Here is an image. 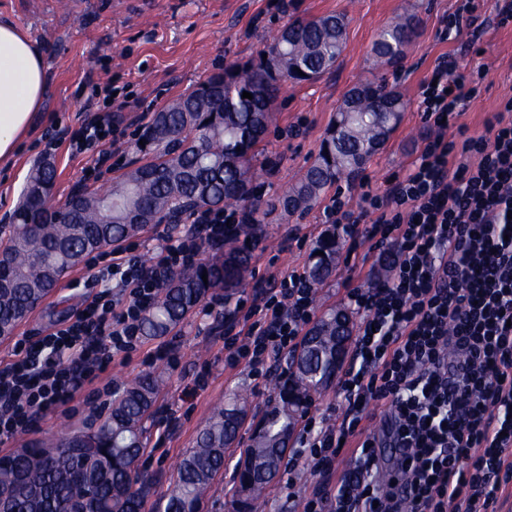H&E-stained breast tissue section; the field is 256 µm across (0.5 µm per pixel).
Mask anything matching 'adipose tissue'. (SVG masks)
Instances as JSON below:
<instances>
[{"label": "adipose tissue", "mask_w": 512, "mask_h": 512, "mask_svg": "<svg viewBox=\"0 0 512 512\" xmlns=\"http://www.w3.org/2000/svg\"><path fill=\"white\" fill-rule=\"evenodd\" d=\"M47 84L43 52L9 20H0V164L10 162L43 106Z\"/></svg>", "instance_id": "obj_1"}]
</instances>
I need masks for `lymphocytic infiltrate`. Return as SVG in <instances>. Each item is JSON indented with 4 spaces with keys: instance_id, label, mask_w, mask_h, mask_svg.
<instances>
[{
    "instance_id": "lymphocytic-infiltrate-1",
    "label": "lymphocytic infiltrate",
    "mask_w": 512,
    "mask_h": 512,
    "mask_svg": "<svg viewBox=\"0 0 512 512\" xmlns=\"http://www.w3.org/2000/svg\"><path fill=\"white\" fill-rule=\"evenodd\" d=\"M484 78L440 57L420 85L429 134L418 157L384 193L364 192L355 206L339 193L325 209L350 252L367 260L388 252L392 261L385 281L347 292L364 318L337 380L344 409L307 420L288 458L297 512H507L512 504V96L484 133L458 121ZM118 132L115 116L97 115L70 149L106 164ZM233 217L191 213L149 263L131 245L93 257L87 285L96 294L84 311L18 342L0 368V443L69 408L113 355L136 351L171 272L221 248L239 229ZM315 293L306 273L292 271L237 303L243 326L224 334L225 367L269 377L305 336ZM372 406L384 414L377 433L367 429ZM300 469L314 477L311 488H298Z\"/></svg>"
}]
</instances>
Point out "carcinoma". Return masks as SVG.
I'll return each instance as SVG.
<instances>
[{
  "instance_id": "carcinoma-1",
  "label": "carcinoma",
  "mask_w": 512,
  "mask_h": 512,
  "mask_svg": "<svg viewBox=\"0 0 512 512\" xmlns=\"http://www.w3.org/2000/svg\"><path fill=\"white\" fill-rule=\"evenodd\" d=\"M416 36L412 18L392 21L376 39L377 65L395 64ZM345 49L344 16L293 20L264 48L267 58L229 66L153 113L144 136L152 156L110 185L85 190L78 207L53 205V166H35L16 223L0 225V339L10 337L87 256L135 237L149 224L175 222L198 209L241 212L242 234L224 239L215 256L171 275L142 319V335L164 336L208 295L240 288L250 262L240 236H250L260 202L253 159L272 122V106L285 85L333 70ZM245 91L252 99L243 97ZM349 92L354 105L337 109L318 155L278 196L284 211L303 213L338 181L358 176L407 107L383 82L360 81ZM314 251L309 273L318 286L336 272V237L325 234ZM336 314L330 309L310 327L308 334L325 337L322 356L306 372L289 363L278 403L239 453L232 512H255L281 469L298 417L336 374ZM162 386L160 375L145 373L112 391V406L95 430L29 440L0 456V505L8 512H145L150 479L136 462ZM244 416L238 397L212 411L194 448L176 464L166 504L154 512H199L212 481L224 473Z\"/></svg>"
}]
</instances>
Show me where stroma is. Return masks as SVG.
Instances as JSON below:
<instances>
[{
	"label": "stroma",
	"instance_id": "35a3bbf8",
	"mask_svg": "<svg viewBox=\"0 0 512 512\" xmlns=\"http://www.w3.org/2000/svg\"><path fill=\"white\" fill-rule=\"evenodd\" d=\"M460 0H0V19L12 21L44 49L48 74L45 105L13 164L0 168V218L13 213L33 164L52 162L56 178L52 202L63 205L78 187L111 182L143 158L140 143L153 112L192 91L225 67L258 58L272 36L298 17L330 13L346 18L347 44L333 71L316 80L283 89L275 119L259 145L256 163L265 170L260 189L261 241L250 254V271L236 292L248 299L270 275L309 266L312 249L327 228L329 196L306 213L284 214L275 202L316 156L326 128L345 92L357 81L377 78L407 102L402 121L385 146L366 163L358 179L337 184L345 194L363 189L383 193L391 174H403L427 137L419 109V85L441 55L454 56L463 68L486 67L488 76L467 102L462 123L483 133L484 121L503 98L512 96V24L488 28L479 40L440 38L441 20L453 15ZM413 15L418 35L397 64L377 67L373 46L394 18ZM117 92L125 110L121 134L111 145L109 166H97L88 154L75 155L61 140L47 147L49 130L79 129L85 101L103 102ZM88 275L78 266L14 331L0 340V367L10 362L17 340H37L45 330L66 323L89 297L81 285ZM224 310L212 315L194 309L168 335L146 338L132 360L114 359L104 374L101 395L76 413L51 414L37 429L19 433L8 444L19 448L30 438L51 437L74 429L95 428L112 403L111 392L146 372L161 374L166 387L149 427L138 466L153 476L148 501L166 497L175 466L192 448L211 410L232 394L248 396L246 426H253L278 400L270 379L250 370L224 366ZM207 374L205 388L194 380Z\"/></svg>",
	"mask_w": 512,
	"mask_h": 512
}]
</instances>
